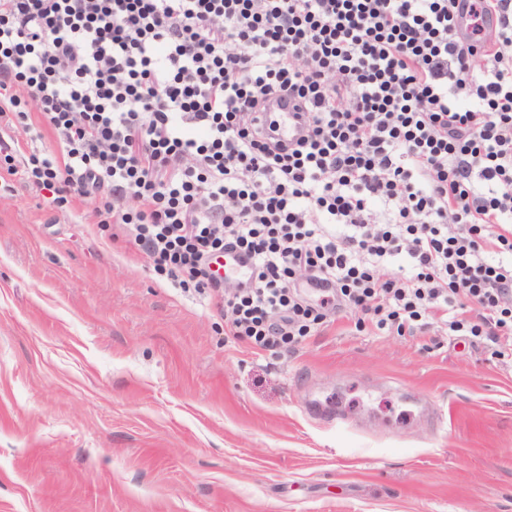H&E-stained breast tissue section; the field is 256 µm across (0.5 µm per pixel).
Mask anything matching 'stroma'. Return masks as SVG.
Returning <instances> with one entry per match:
<instances>
[{
    "mask_svg": "<svg viewBox=\"0 0 512 512\" xmlns=\"http://www.w3.org/2000/svg\"><path fill=\"white\" fill-rule=\"evenodd\" d=\"M0 136V512H512V365L345 318L256 350Z\"/></svg>",
    "mask_w": 512,
    "mask_h": 512,
    "instance_id": "obj_1",
    "label": "stroma"
}]
</instances>
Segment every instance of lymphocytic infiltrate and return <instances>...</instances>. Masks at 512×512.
<instances>
[{"label":"lymphocytic infiltrate","mask_w":512,"mask_h":512,"mask_svg":"<svg viewBox=\"0 0 512 512\" xmlns=\"http://www.w3.org/2000/svg\"><path fill=\"white\" fill-rule=\"evenodd\" d=\"M460 1L0 0V125L39 114L59 150L26 181L126 226L256 349L437 319L512 360V0H465V41ZM293 102L287 146L256 115Z\"/></svg>","instance_id":"1"}]
</instances>
